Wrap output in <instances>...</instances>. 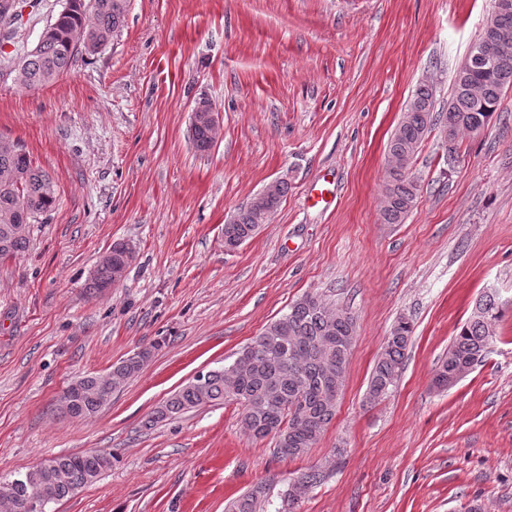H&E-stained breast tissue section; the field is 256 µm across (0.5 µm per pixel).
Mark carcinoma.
<instances>
[{
	"mask_svg": "<svg viewBox=\"0 0 512 512\" xmlns=\"http://www.w3.org/2000/svg\"><path fill=\"white\" fill-rule=\"evenodd\" d=\"M130 0H63L61 9L46 25L48 37L24 55L13 67L17 83L39 90L68 72L81 54L97 52L113 35L125 28ZM482 38L495 66L459 67L448 108L435 110L433 87L419 86L409 101L402 120L388 144L387 178L383 190L381 217L386 224H401L418 198V183L410 172L411 162L427 133L439 125L448 140V156L457 150L465 134L488 126L499 110L504 90L512 87V11L488 20ZM477 83L481 94L471 95L469 85ZM216 128L201 123L194 129L193 143L200 152L215 143ZM288 192V184L274 181L224 225V248L234 250L266 223ZM55 182L27 151L15 152L0 142V257L25 251L30 233L15 231L18 224H39L56 206ZM129 246L112 244L111 255L97 265L85 284L90 295L111 288L113 274L129 267ZM503 314L495 292L488 291L461 326L448 346V353L435 370L433 384L448 388V381L483 363L496 325ZM356 332L354 315L320 297L305 295L277 319L271 321L247 344L235 359L202 374L173 393L145 421L144 427L175 419L206 405L236 402L243 407V426L256 439L272 437L275 454L282 460L305 456L336 415L343 387L352 339ZM413 333L407 318L397 321L385 340L368 382L366 401L376 403L395 386L405 351ZM152 356L143 347L103 373H89L74 379L77 394L60 412L71 418H91L111 400L112 392L138 374ZM114 454L94 450L83 454L54 457L51 468L39 467L31 481L21 487H0V496L13 501V512H34L31 501L35 488L46 489L44 507L57 504L92 482L112 467ZM327 473L310 466L297 476L294 488L283 494L278 512H299L307 492L321 484ZM267 497L259 485L239 495L228 512H260Z\"/></svg>",
	"mask_w": 512,
	"mask_h": 512,
	"instance_id": "cac0c4a2",
	"label": "carcinoma"
}]
</instances>
